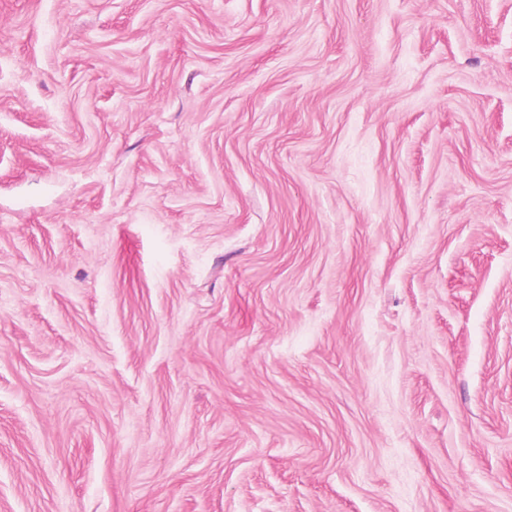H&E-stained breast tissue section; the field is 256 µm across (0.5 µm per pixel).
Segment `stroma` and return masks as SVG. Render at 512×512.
I'll use <instances>...</instances> for the list:
<instances>
[{"mask_svg": "<svg viewBox=\"0 0 512 512\" xmlns=\"http://www.w3.org/2000/svg\"><path fill=\"white\" fill-rule=\"evenodd\" d=\"M0 512H512V0H0Z\"/></svg>", "mask_w": 512, "mask_h": 512, "instance_id": "stroma-1", "label": "stroma"}]
</instances>
